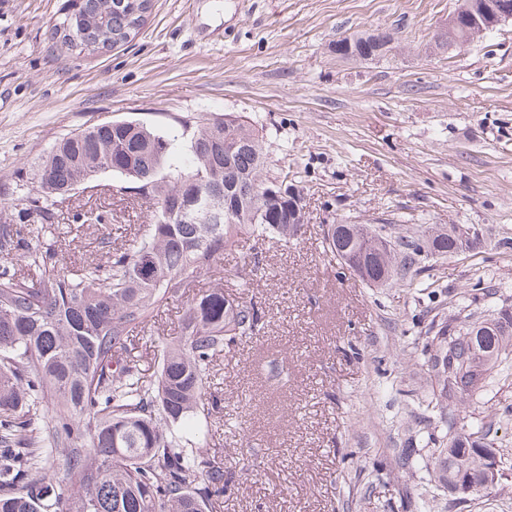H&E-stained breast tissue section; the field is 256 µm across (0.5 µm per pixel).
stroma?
<instances>
[{
    "label": "stroma",
    "mask_w": 512,
    "mask_h": 512,
    "mask_svg": "<svg viewBox=\"0 0 512 512\" xmlns=\"http://www.w3.org/2000/svg\"><path fill=\"white\" fill-rule=\"evenodd\" d=\"M67 5L0 0V202L75 130L136 120L183 147L229 112L258 132L266 176L305 197L296 240L241 238L197 283L221 277L261 313L213 372L212 449L232 474L217 512H456L429 482L434 448L406 393L429 390L416 339L457 316L472 281L492 290L475 311L512 305V21L449 50L458 0H156L133 43L78 55L53 30ZM378 33L392 37L380 56L336 51ZM98 182L53 206L67 266L106 260L150 221L112 194L118 177ZM79 210L110 223H73ZM340 221L397 236L469 225L483 239L424 261L413 286L376 288L326 255L323 229ZM459 410L491 423L504 472L470 512H512V362Z\"/></svg>",
    "instance_id": "1"
}]
</instances>
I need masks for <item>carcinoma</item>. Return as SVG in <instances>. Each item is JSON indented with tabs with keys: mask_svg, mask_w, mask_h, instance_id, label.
<instances>
[{
	"mask_svg": "<svg viewBox=\"0 0 512 512\" xmlns=\"http://www.w3.org/2000/svg\"><path fill=\"white\" fill-rule=\"evenodd\" d=\"M99 13L84 0L77 27ZM368 59L369 38L344 39L337 51ZM175 140L145 123L108 120L56 141L36 166V188L22 198L16 223L0 224V512H213L227 486V466L210 454L215 430L210 370L224 348L257 330L254 304L231 302L223 284L193 291L224 249L247 234L288 242L301 218L286 198L261 189L267 154L250 123L226 114L204 123L175 157ZM110 172L152 213L145 233L104 263L64 267L52 221L54 199ZM223 200V220L194 217L197 196ZM387 226L344 224L325 233V252L350 255L366 281L410 285L431 256L456 253L446 230L422 228L390 241ZM24 258L19 274L8 256ZM470 283L458 302L465 315L431 321L421 354L431 382L421 404L439 428L429 481L470 483L463 510L489 490L481 448L487 432H457V403L512 355V310L468 311L484 293ZM170 301L184 303L176 337L154 347L148 375L131 354L133 333ZM63 467L66 477L53 481Z\"/></svg>",
	"mask_w": 512,
	"mask_h": 512,
	"instance_id": "1",
	"label": "carcinoma"
}]
</instances>
